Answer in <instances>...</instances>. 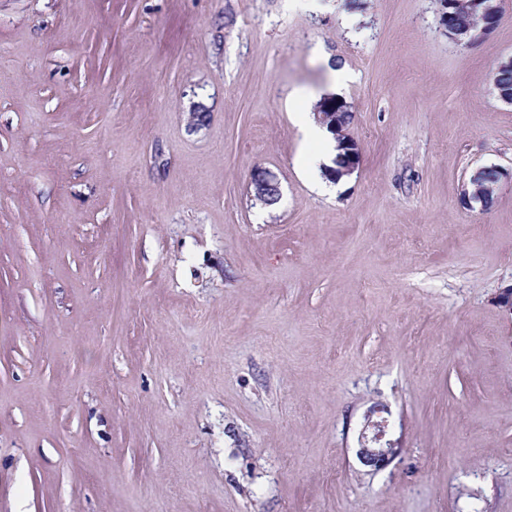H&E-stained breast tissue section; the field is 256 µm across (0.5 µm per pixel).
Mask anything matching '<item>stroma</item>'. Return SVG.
<instances>
[{
	"label": "stroma",
	"instance_id": "stroma-1",
	"mask_svg": "<svg viewBox=\"0 0 512 512\" xmlns=\"http://www.w3.org/2000/svg\"><path fill=\"white\" fill-rule=\"evenodd\" d=\"M511 57L512 0H0V512H512ZM448 2V27L453 28L457 32L470 31L472 34L479 31L482 27V19L472 12L470 0H445ZM487 32L481 29L478 33L472 36L471 40L466 41L461 38V34H450L448 37L457 44L467 43L471 44L478 38L479 35H484ZM321 103L317 106L315 115L317 116L318 122L314 115H310L312 111L303 109L299 117V121L302 129L304 130L305 136L310 141L322 143L324 150L328 154L334 152V142L331 140L329 133L324 128L325 126L331 129L335 134L337 140V149L339 151L335 158L334 167H325L324 175L336 181L337 178L348 172L355 164L357 157V149L355 144L348 137L344 140H339L336 136V128L338 131H345L346 128L351 124L353 120L352 112H348L342 102L336 100V105L333 104L332 109L336 108V111L330 112L329 109L320 108ZM341 112L337 117L336 113ZM250 183L255 187L256 190H254V198L255 200L265 204L269 205L274 203L278 197L281 195L280 193V186L278 181L276 180L273 173L267 169L263 168H257L251 172L250 175ZM262 189H268L271 195L275 198L273 201V198L268 197L265 199L261 198L257 194V190ZM373 434L369 437L366 429L361 433V448L358 452L359 459L367 466L382 469L388 466L395 454V448L384 442L388 432V420L382 418L379 421L370 422Z\"/></svg>",
	"mask_w": 512,
	"mask_h": 512
}]
</instances>
